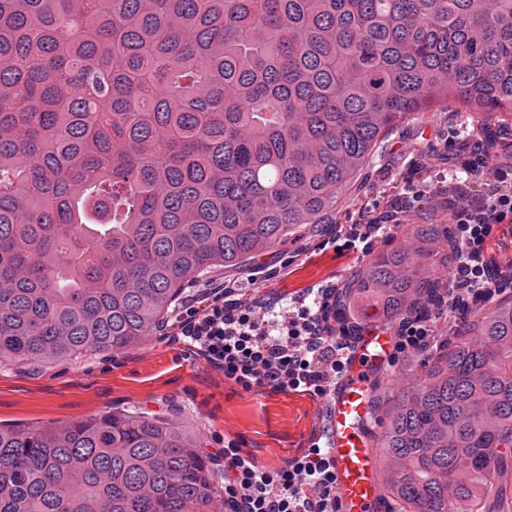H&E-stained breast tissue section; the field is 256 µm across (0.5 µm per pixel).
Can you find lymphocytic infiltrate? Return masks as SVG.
Returning <instances> with one entry per match:
<instances>
[{"mask_svg":"<svg viewBox=\"0 0 512 512\" xmlns=\"http://www.w3.org/2000/svg\"><path fill=\"white\" fill-rule=\"evenodd\" d=\"M489 194L453 205L458 250L449 256V284L469 297L492 294L486 242L498 225L512 224V168L494 158ZM328 302L284 300L280 309L259 314L248 303L226 301L223 285L183 297L172 324L182 341L227 379L243 388L270 386L323 396L329 375L340 374L350 358L339 331L326 324ZM393 358L429 348L433 330L427 319H402L394 331ZM224 463V503L231 512H337L336 484L326 449L314 445L270 471L247 460L235 444L218 451Z\"/></svg>","mask_w":512,"mask_h":512,"instance_id":"obj_1","label":"lymphocytic infiltrate"}]
</instances>
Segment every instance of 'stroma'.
<instances>
[{
	"label": "stroma",
	"instance_id": "stroma-1",
	"mask_svg": "<svg viewBox=\"0 0 512 512\" xmlns=\"http://www.w3.org/2000/svg\"><path fill=\"white\" fill-rule=\"evenodd\" d=\"M463 120L469 128L495 135L494 155H512V118L502 122L449 101L443 111L424 113L389 132L340 199L333 223L318 225L261 257L267 279L255 283L250 271L216 268L197 281V288L222 283L232 288L234 297L271 308L284 296L334 288L356 267L400 245L397 233L388 241L376 238L365 251L349 246L365 224L393 205L408 206L398 216L400 223H447L449 204L442 188L459 148L452 132ZM422 180L429 184L426 194L413 196V184ZM118 410L182 425L208 452L235 442L273 470L307 449L323 403L305 393L267 386L244 389L182 342L156 331L127 353H91L35 367L0 364L1 425L47 426Z\"/></svg>",
	"mask_w": 512,
	"mask_h": 512
}]
</instances>
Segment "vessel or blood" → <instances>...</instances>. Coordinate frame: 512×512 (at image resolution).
I'll list each match as a JSON object with an SVG mask.
<instances>
[{
	"label": "vessel or blood",
	"mask_w": 512,
	"mask_h": 512,
	"mask_svg": "<svg viewBox=\"0 0 512 512\" xmlns=\"http://www.w3.org/2000/svg\"><path fill=\"white\" fill-rule=\"evenodd\" d=\"M391 353L390 336L380 327L366 328L352 359L353 378L332 389L325 399L332 423L327 446L338 512H376L380 458L367 431L371 391L366 376L384 367Z\"/></svg>",
	"instance_id": "1"
}]
</instances>
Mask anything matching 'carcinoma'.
<instances>
[{
  "label": "carcinoma",
  "instance_id": "cac0c4a2",
  "mask_svg": "<svg viewBox=\"0 0 512 512\" xmlns=\"http://www.w3.org/2000/svg\"><path fill=\"white\" fill-rule=\"evenodd\" d=\"M450 97L512 112V0H0V362L136 348L202 273L330 223L388 131ZM406 235L329 311L457 305L458 340L374 406L380 501L483 512L512 458V268L455 303L448 225ZM212 464L140 413L0 427V512H217Z\"/></svg>",
  "mask_w": 512,
  "mask_h": 512
}]
</instances>
